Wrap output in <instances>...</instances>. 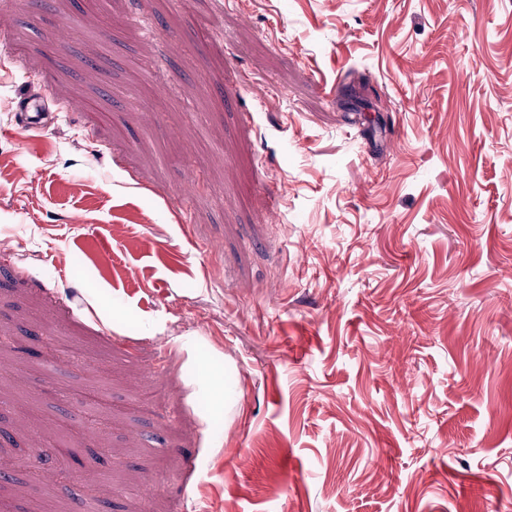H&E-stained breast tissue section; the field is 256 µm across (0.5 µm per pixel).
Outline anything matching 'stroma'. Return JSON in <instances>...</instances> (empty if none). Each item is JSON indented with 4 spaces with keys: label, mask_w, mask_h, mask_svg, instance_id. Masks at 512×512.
I'll return each instance as SVG.
<instances>
[{
    "label": "stroma",
    "mask_w": 512,
    "mask_h": 512,
    "mask_svg": "<svg viewBox=\"0 0 512 512\" xmlns=\"http://www.w3.org/2000/svg\"><path fill=\"white\" fill-rule=\"evenodd\" d=\"M0 19V512H512V0ZM58 114L51 112L45 94L36 93L18 102L17 122L23 128L47 130Z\"/></svg>",
    "instance_id": "1"
}]
</instances>
